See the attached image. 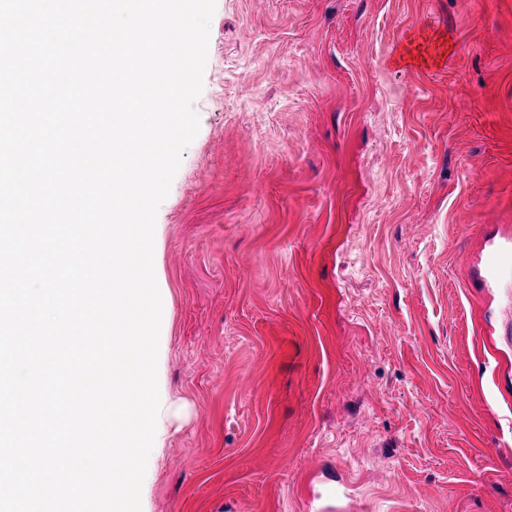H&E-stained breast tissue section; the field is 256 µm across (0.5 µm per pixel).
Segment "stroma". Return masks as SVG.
<instances>
[{"label":"stroma","mask_w":512,"mask_h":512,"mask_svg":"<svg viewBox=\"0 0 512 512\" xmlns=\"http://www.w3.org/2000/svg\"><path fill=\"white\" fill-rule=\"evenodd\" d=\"M194 108L142 512H512V0H216ZM512 263V243H505L490 252L485 259V274L491 281H496L501 275L503 267Z\"/></svg>","instance_id":"35a3bbf8"}]
</instances>
